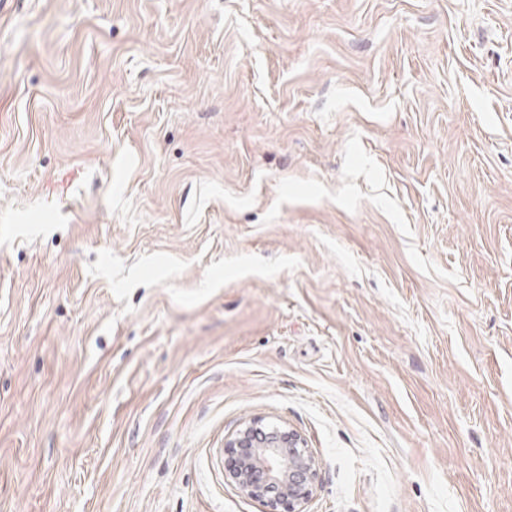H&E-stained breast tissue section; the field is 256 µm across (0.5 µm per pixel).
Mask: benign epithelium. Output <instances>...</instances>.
Instances as JSON below:
<instances>
[{"instance_id":"obj_1","label":"benign epithelium","mask_w":512,"mask_h":512,"mask_svg":"<svg viewBox=\"0 0 512 512\" xmlns=\"http://www.w3.org/2000/svg\"><path fill=\"white\" fill-rule=\"evenodd\" d=\"M224 451L235 459L229 477L242 493L266 502L272 512H303L317 462L302 435L255 420L230 438Z\"/></svg>"}]
</instances>
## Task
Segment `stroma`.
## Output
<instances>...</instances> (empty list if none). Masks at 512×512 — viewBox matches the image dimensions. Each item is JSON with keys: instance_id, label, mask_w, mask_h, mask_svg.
<instances>
[{"instance_id": "obj_1", "label": "stroma", "mask_w": 512, "mask_h": 512, "mask_svg": "<svg viewBox=\"0 0 512 512\" xmlns=\"http://www.w3.org/2000/svg\"><path fill=\"white\" fill-rule=\"evenodd\" d=\"M512 512V0H0V512ZM224 451L235 459L229 477L242 493L265 501L272 512H303L317 462L302 435L255 420L230 438Z\"/></svg>"}]
</instances>
